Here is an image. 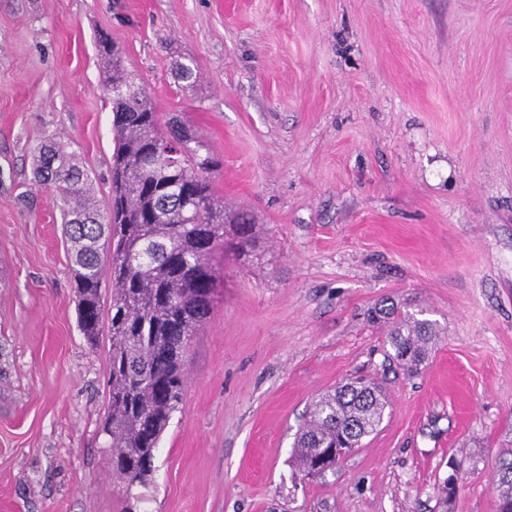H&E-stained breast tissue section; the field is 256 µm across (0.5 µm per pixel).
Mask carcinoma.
<instances>
[{
  "label": "carcinoma",
  "mask_w": 512,
  "mask_h": 512,
  "mask_svg": "<svg viewBox=\"0 0 512 512\" xmlns=\"http://www.w3.org/2000/svg\"><path fill=\"white\" fill-rule=\"evenodd\" d=\"M105 90L112 100L113 151L106 214L89 172L54 139L37 147L35 178L59 195L75 266L77 321L92 348L108 332V409L101 423L122 483L123 512H133L156 471V449L187 386L186 358L212 312L215 254L226 229L236 248L255 225L224 210L214 194L219 160L175 113L155 110L127 69L123 52L98 39ZM372 320L386 327L387 357L410 374L428 358L437 323L384 302ZM388 403L369 380H346L312 404L295 437V464L306 476L336 467L382 424ZM495 512H512V451L495 474Z\"/></svg>",
  "instance_id": "cac0c4a2"
}]
</instances>
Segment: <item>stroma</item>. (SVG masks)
I'll use <instances>...</instances> for the list:
<instances>
[{"mask_svg": "<svg viewBox=\"0 0 512 512\" xmlns=\"http://www.w3.org/2000/svg\"><path fill=\"white\" fill-rule=\"evenodd\" d=\"M218 157L255 243L215 260L210 320L136 512H493L512 448V0H0V512H122L100 432L108 343L77 326L55 138L110 192L100 34ZM194 63L196 81L176 75ZM442 328L416 375L369 311ZM355 374L389 398L336 470L293 442Z\"/></svg>", "mask_w": 512, "mask_h": 512, "instance_id": "1", "label": "stroma"}]
</instances>
